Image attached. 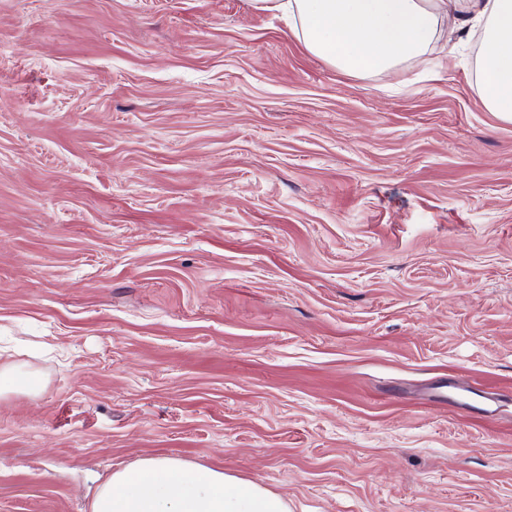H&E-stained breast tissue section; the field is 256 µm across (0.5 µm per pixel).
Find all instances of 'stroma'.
Returning a JSON list of instances; mask_svg holds the SVG:
<instances>
[{
	"mask_svg": "<svg viewBox=\"0 0 512 512\" xmlns=\"http://www.w3.org/2000/svg\"><path fill=\"white\" fill-rule=\"evenodd\" d=\"M453 28L351 76L248 0H0V512L157 456L512 512V123ZM38 387L37 379L20 378L12 368H0V397L18 391L33 393Z\"/></svg>",
	"mask_w": 512,
	"mask_h": 512,
	"instance_id": "stroma-1",
	"label": "stroma"
}]
</instances>
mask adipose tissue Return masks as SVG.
Listing matches in <instances>:
<instances>
[{
    "label": "adipose tissue",
    "instance_id": "1",
    "mask_svg": "<svg viewBox=\"0 0 512 512\" xmlns=\"http://www.w3.org/2000/svg\"><path fill=\"white\" fill-rule=\"evenodd\" d=\"M278 11L308 51L353 76L392 71L427 54L444 17L479 31L477 76L485 107L512 123V0H249ZM91 512H288L283 498L220 470L166 457L112 473Z\"/></svg>",
    "mask_w": 512,
    "mask_h": 512
}]
</instances>
